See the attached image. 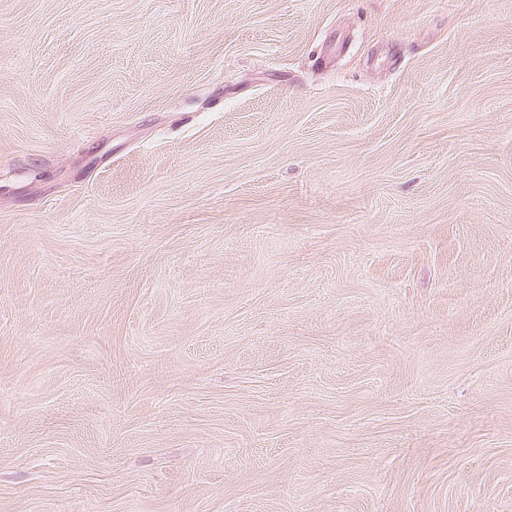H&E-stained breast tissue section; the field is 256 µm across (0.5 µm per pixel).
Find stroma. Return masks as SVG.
<instances>
[{
    "label": "stroma",
    "instance_id": "35a3bbf8",
    "mask_svg": "<svg viewBox=\"0 0 512 512\" xmlns=\"http://www.w3.org/2000/svg\"><path fill=\"white\" fill-rule=\"evenodd\" d=\"M0 512H512V0H0Z\"/></svg>",
    "mask_w": 512,
    "mask_h": 512
}]
</instances>
